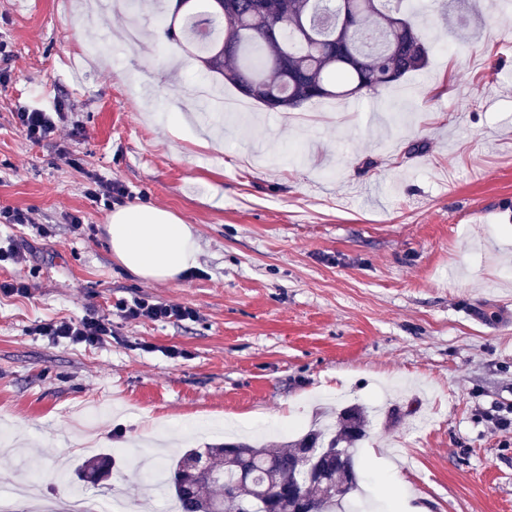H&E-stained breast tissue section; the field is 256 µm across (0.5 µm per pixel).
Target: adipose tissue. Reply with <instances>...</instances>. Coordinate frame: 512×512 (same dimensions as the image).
Here are the masks:
<instances>
[{
	"label": "adipose tissue",
	"instance_id": "obj_1",
	"mask_svg": "<svg viewBox=\"0 0 512 512\" xmlns=\"http://www.w3.org/2000/svg\"><path fill=\"white\" fill-rule=\"evenodd\" d=\"M106 234L115 262L144 281H179L196 263L191 225L167 209L148 204L114 207Z\"/></svg>",
	"mask_w": 512,
	"mask_h": 512
}]
</instances>
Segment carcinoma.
<instances>
[{
    "instance_id": "1",
    "label": "carcinoma",
    "mask_w": 512,
    "mask_h": 512,
    "mask_svg": "<svg viewBox=\"0 0 512 512\" xmlns=\"http://www.w3.org/2000/svg\"><path fill=\"white\" fill-rule=\"evenodd\" d=\"M208 2L205 18L174 14L168 31L178 25L187 35L205 27L204 51L197 60L265 107L277 99L281 112L308 101L375 92L428 63L427 46L402 13L405 0H271L272 17L256 10L254 0H235L236 8L228 14ZM345 12L355 22L339 38L338 17ZM366 427L364 408L351 405L336 413L335 425L311 427L281 448L246 442L188 448L165 476V486L179 512H242V498L252 500L255 512H266V499L276 501L282 512H292V492L312 512H336V493L309 483L297 464L299 449L315 443L348 449V469L332 466L325 474L329 485L344 486L348 495L358 485L354 447L366 437ZM193 456L209 465L203 484L189 481L184 473V461ZM112 464L110 454L94 456L83 462L79 477L95 483Z\"/></svg>"
}]
</instances>
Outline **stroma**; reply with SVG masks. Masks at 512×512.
<instances>
[{"instance_id":"35a3bbf8","label":"stroma","mask_w":512,"mask_h":512,"mask_svg":"<svg viewBox=\"0 0 512 512\" xmlns=\"http://www.w3.org/2000/svg\"><path fill=\"white\" fill-rule=\"evenodd\" d=\"M88 2L0 0V206L36 220L0 224L27 254L0 280L33 286L0 295V492L36 473L57 512L74 492L159 512L123 449L278 448L337 403L368 412L357 512H512L496 421L512 409V5L407 0L426 69L285 112L227 86L241 111L203 125L197 88L219 78L167 38L168 14L105 0L92 25ZM29 105L60 108L67 137L28 141ZM111 181L191 224L190 274L146 282L113 261L110 209L88 197ZM139 296L196 316L124 319ZM88 314L111 339L31 332ZM94 451L115 458L99 485L78 478Z\"/></svg>"}]
</instances>
